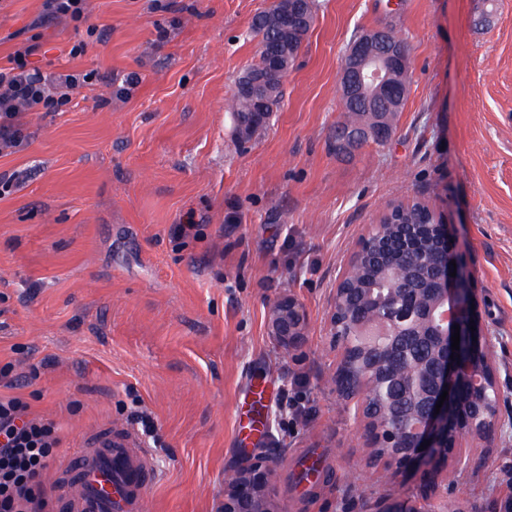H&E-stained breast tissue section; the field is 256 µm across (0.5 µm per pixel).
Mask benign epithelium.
<instances>
[{
    "label": "benign epithelium",
    "mask_w": 512,
    "mask_h": 512,
    "mask_svg": "<svg viewBox=\"0 0 512 512\" xmlns=\"http://www.w3.org/2000/svg\"><path fill=\"white\" fill-rule=\"evenodd\" d=\"M381 33L378 27L368 29L351 45L340 74L342 107L378 99L395 85L396 76L409 70L408 55L401 48H390L381 58L365 53V44L379 39ZM378 228L373 224L359 236L350 260L366 256ZM451 230L452 225L440 215L431 225L437 249L430 255L435 277L429 297L407 304L393 296L386 304L378 336L357 337L360 351L370 357L382 351L379 337L401 351L416 336L429 346L432 365L419 364L402 380L409 390L426 398L424 411L403 415L391 427L371 417L367 399L369 368L354 371L348 353L340 350L336 386L343 396L360 406L367 446L380 451L372 455L375 463L402 466L413 461L420 468L431 469L445 458L448 443L458 435L487 444L499 430L496 409L485 404L487 390L497 386L493 346L482 337L475 310L471 309L476 303L475 288L465 252L451 241ZM452 271L456 276H450ZM268 325L271 335L286 349L300 344L306 336L304 313L286 293L270 308ZM456 325L460 327V343L459 349L454 350L451 336ZM445 390L448 395L438 409L436 404ZM427 440L430 444L421 447ZM274 464L273 458L249 461L233 470L224 482L220 512H281L271 483Z\"/></svg>",
    "instance_id": "obj_1"
}]
</instances>
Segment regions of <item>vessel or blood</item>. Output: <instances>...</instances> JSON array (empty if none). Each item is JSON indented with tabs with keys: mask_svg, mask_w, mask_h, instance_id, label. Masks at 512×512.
Segmentation results:
<instances>
[{
	"mask_svg": "<svg viewBox=\"0 0 512 512\" xmlns=\"http://www.w3.org/2000/svg\"><path fill=\"white\" fill-rule=\"evenodd\" d=\"M64 479L78 485L61 494L59 512H139L154 480L149 454L135 434L103 426L84 440L63 464Z\"/></svg>",
	"mask_w": 512,
	"mask_h": 512,
	"instance_id": "1",
	"label": "vessel or blood"
}]
</instances>
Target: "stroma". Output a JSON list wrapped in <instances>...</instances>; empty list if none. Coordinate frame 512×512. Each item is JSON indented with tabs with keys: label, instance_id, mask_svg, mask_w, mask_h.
Listing matches in <instances>:
<instances>
[{
	"label": "stroma",
	"instance_id": "stroma-1",
	"mask_svg": "<svg viewBox=\"0 0 512 512\" xmlns=\"http://www.w3.org/2000/svg\"><path fill=\"white\" fill-rule=\"evenodd\" d=\"M272 0H86L87 38L36 26L42 0H0V64L35 43L42 70H97L59 112H32L28 140L0 156V367L12 393L60 428L57 462L95 429H135L156 470L144 512H218L247 456L273 472L283 512H506L512 497V0H316L314 23L267 127L239 143L227 102L257 57L249 31ZM410 47L407 97L384 145L337 154L345 52L373 27ZM87 40L85 52L71 47ZM124 97L111 93L130 76ZM455 226L491 340L500 430L469 465L420 473L370 462L335 385L338 277L359 236L395 203ZM238 223H227L229 213ZM179 224L192 225L188 237ZM307 330L284 349L268 331L281 294ZM272 392L264 433L236 423L251 382ZM295 397L301 414L282 413ZM324 482L292 479L311 453Z\"/></svg>",
	"mask_w": 512,
	"mask_h": 512
}]
</instances>
